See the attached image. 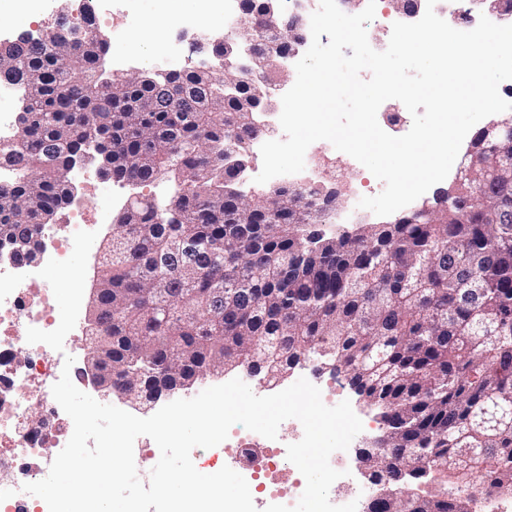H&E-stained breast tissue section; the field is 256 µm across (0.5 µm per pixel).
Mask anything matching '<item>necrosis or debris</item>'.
Segmentation results:
<instances>
[{
    "label": "necrosis or debris",
    "instance_id": "obj_1",
    "mask_svg": "<svg viewBox=\"0 0 512 512\" xmlns=\"http://www.w3.org/2000/svg\"><path fill=\"white\" fill-rule=\"evenodd\" d=\"M99 220L79 201L69 203L66 222L41 228V250L35 261L14 257L10 247H0V512H49L40 498L24 493V484L40 481L53 456L73 433V422L52 395L60 378L64 357L75 352L76 342L85 340V319H78L66 336L63 351L43 343L18 348L17 341L28 328L54 330L52 293L40 287L37 273L49 260L67 259L76 231L96 230ZM280 440L256 437L242 425H234L222 454L196 449L199 467L215 469L219 459L255 477L263 494L272 500L295 503L305 489L296 467L280 471L277 459Z\"/></svg>",
    "mask_w": 512,
    "mask_h": 512
}]
</instances>
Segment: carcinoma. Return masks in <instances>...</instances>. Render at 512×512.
Returning <instances> with one entry per match:
<instances>
[{
    "mask_svg": "<svg viewBox=\"0 0 512 512\" xmlns=\"http://www.w3.org/2000/svg\"><path fill=\"white\" fill-rule=\"evenodd\" d=\"M245 2L209 52L256 35L265 63L247 59L231 86L192 67L108 73L107 40L66 17L38 40H0V76L26 89L17 139L0 142L15 171L0 185V245L36 258L38 226L71 195L67 169L89 155L106 179L167 178L178 195L131 198L99 245L86 374L109 363L113 387L138 381L158 401L222 371L272 387L312 360L381 410L368 480H391L369 512H470L471 480L512 495V147L481 127L434 206L334 239L298 234L336 207L334 192L279 186L236 202L274 83L263 0ZM180 238L196 249L173 250ZM439 476V494L402 492Z\"/></svg>",
    "mask_w": 512,
    "mask_h": 512,
    "instance_id": "carcinoma-1",
    "label": "carcinoma"
}]
</instances>
